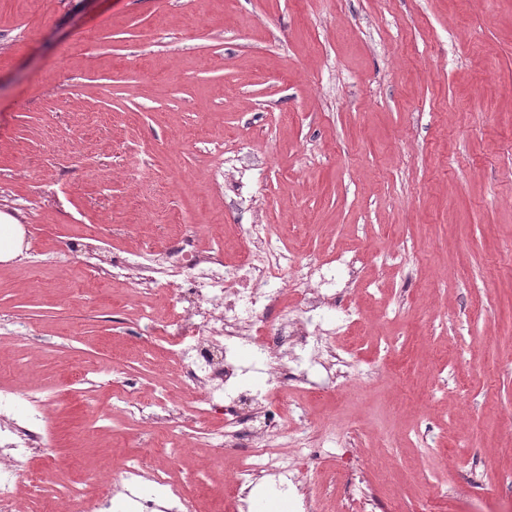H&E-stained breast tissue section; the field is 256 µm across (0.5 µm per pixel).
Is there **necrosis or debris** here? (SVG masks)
I'll list each match as a JSON object with an SVG mask.
<instances>
[{
  "label": "necrosis or debris",
  "instance_id": "4bbe7bcc",
  "mask_svg": "<svg viewBox=\"0 0 512 512\" xmlns=\"http://www.w3.org/2000/svg\"><path fill=\"white\" fill-rule=\"evenodd\" d=\"M243 234L248 255L234 265L224 264L211 247L189 235L160 257H113L105 276L146 286L154 283L159 269L170 273L168 285L182 307L167 320L147 316L143 330L165 338L171 355L183 364L185 384L201 391L204 407L195 426L204 446L243 450L245 461L234 484L244 503L258 478L295 481L298 459L315 456L307 414L285 416L280 396L309 384L307 363L326 370L327 388L345 377L346 367L356 366L355 358H342L312 327L330 311L341 312L343 322H353L351 290L363 280L365 264L344 251L330 262L300 258L279 246L265 224L247 225ZM273 309L278 317L270 323L266 316ZM240 347L265 366V391L241 387L236 357ZM6 397L24 408L21 419L0 423V512H16L21 484L34 487L42 480L28 462L49 446L51 409L47 400L23 391L7 392ZM116 484L138 502V512H161L160 501L148 492L152 486L169 487L168 499L176 512H196L195 500L184 488L169 486L167 478L148 470L138 455L128 457L115 482L85 472L79 484L67 488L54 512H68L71 501L81 502L82 512H101Z\"/></svg>",
  "mask_w": 512,
  "mask_h": 512
}]
</instances>
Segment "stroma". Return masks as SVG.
Masks as SVG:
<instances>
[{
  "label": "stroma",
  "mask_w": 512,
  "mask_h": 512,
  "mask_svg": "<svg viewBox=\"0 0 512 512\" xmlns=\"http://www.w3.org/2000/svg\"><path fill=\"white\" fill-rule=\"evenodd\" d=\"M0 214L23 230L0 262V390L50 394L56 443L20 512L77 463L147 450L198 512H236L239 449L188 426L171 462L162 427L112 406L158 387L202 406L142 332L173 313L165 285L99 279L69 244L106 262L195 231L234 264L247 224L362 254L343 342L381 366L289 391L317 481L262 480L248 512H512V0H0ZM85 367L118 380L72 383Z\"/></svg>",
  "instance_id": "stroma-1"
}]
</instances>
